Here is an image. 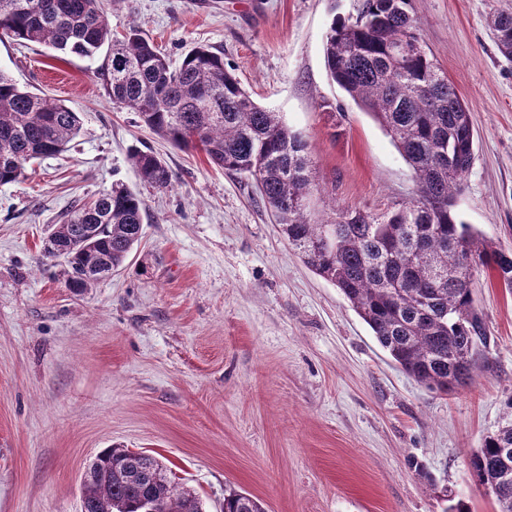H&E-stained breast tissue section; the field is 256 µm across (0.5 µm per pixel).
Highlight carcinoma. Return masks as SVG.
<instances>
[{
	"label": "carcinoma",
	"mask_w": 512,
	"mask_h": 512,
	"mask_svg": "<svg viewBox=\"0 0 512 512\" xmlns=\"http://www.w3.org/2000/svg\"><path fill=\"white\" fill-rule=\"evenodd\" d=\"M411 0H363L356 18L337 17L326 35L331 79L390 136L410 165L415 197L375 214L331 201L306 205L316 184L308 145L278 113L259 106L205 47L174 66L139 27L112 32L103 0H0V33L93 60L113 105L135 112L172 144L199 148L225 172L251 176L292 249L351 303L390 357L430 391L468 384L488 336L475 307L473 273L493 270L512 292V253L488 244L454 209L475 147L467 104L425 49ZM499 54L512 62V12L490 19ZM81 127L67 105L21 89L0 72V185L28 163L65 151ZM130 159L158 190L173 175L150 151ZM141 195L122 183L74 207L49 230L44 256L65 265V284L80 293L121 269L143 235ZM476 482L512 512V421L471 454ZM204 512L196 493L173 482L143 452L108 448L87 465L81 512ZM224 512H266L246 491L224 494Z\"/></svg>",
	"instance_id": "carcinoma-1"
}]
</instances>
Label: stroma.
<instances>
[{
	"label": "stroma",
	"instance_id": "1",
	"mask_svg": "<svg viewBox=\"0 0 512 512\" xmlns=\"http://www.w3.org/2000/svg\"><path fill=\"white\" fill-rule=\"evenodd\" d=\"M362 0H120L172 64L220 53L261 106L308 143L320 190L381 213L409 201L413 173L377 122L331 79L334 17ZM427 51L467 102L473 165L454 208L512 252V64L488 19L512 0H411ZM106 54L54 56L0 37V72L81 117L67 151L0 185V512H80L89 461L106 448L159 459L205 512L244 490L266 512H497L469 458L512 419V293L474 276L490 343L470 384L427 390L402 371L350 302L273 224L253 179L229 175L116 108ZM149 147L173 186L142 185ZM121 182L147 209L125 267L66 288L43 240L77 203Z\"/></svg>",
	"mask_w": 512,
	"mask_h": 512
}]
</instances>
